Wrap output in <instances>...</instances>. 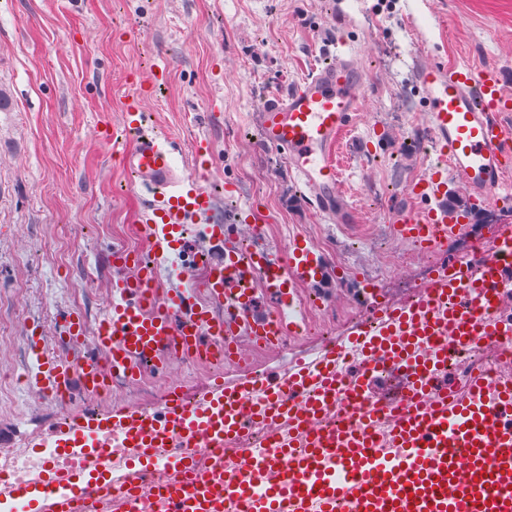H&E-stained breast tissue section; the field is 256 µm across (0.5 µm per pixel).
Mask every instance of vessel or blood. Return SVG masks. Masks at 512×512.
<instances>
[{"label":"vessel or blood","instance_id":"b4317fda","mask_svg":"<svg viewBox=\"0 0 512 512\" xmlns=\"http://www.w3.org/2000/svg\"><path fill=\"white\" fill-rule=\"evenodd\" d=\"M416 85L444 161L465 176L473 199L496 205L512 198L505 177L512 126L500 118L512 111V99L502 95L495 72L433 62L417 68ZM365 86L361 64L339 52L258 110L261 142L287 156L321 212L336 211V144ZM122 160L161 197L150 227L157 256L173 245L186 220L197 219L206 221L208 239L223 240L224 262L194 287L162 298L153 289L155 268L114 281L96 338L105 362L88 358L74 365L31 345L30 381L39 391L54 396L77 378L97 393L115 380L137 381L144 364L166 355L203 358L220 350L237 362L240 336L268 348L302 334L299 322L284 321L278 312L256 314L254 292L241 284L259 278L283 306L294 301L298 285L328 275L326 259L296 238L284 253L257 245L251 262H243L238 243L211 221V196L180 177L171 149L143 135ZM393 230L401 240L435 249L447 244L455 227L441 203L400 209ZM507 288L512 234L502 233L467 261L449 264L447 275L435 277L414 302H373L374 322L357 323L348 337L363 355L349 397L336 384L343 346L332 342L316 364L299 363L280 381L228 386L218 377L198 400L174 385L159 408L71 413L35 442L104 476L112 470L110 436L120 434L135 456L167 473L150 497L130 481L117 493L108 483L92 487L53 458L35 479L0 482V497L34 502L37 512H512V426H494L492 418L493 410L512 411V385L501 384L492 410L485 375L474 376L460 399L429 377L448 358L435 337L486 345L512 340L496 319ZM379 357L394 376L386 397L370 390L371 365ZM245 412L263 431L265 448L250 447L240 423ZM228 447L235 450L231 465L224 462Z\"/></svg>","mask_w":512,"mask_h":512}]
</instances>
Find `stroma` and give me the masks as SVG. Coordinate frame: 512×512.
Wrapping results in <instances>:
<instances>
[{
    "instance_id": "stroma-1",
    "label": "stroma",
    "mask_w": 512,
    "mask_h": 512,
    "mask_svg": "<svg viewBox=\"0 0 512 512\" xmlns=\"http://www.w3.org/2000/svg\"><path fill=\"white\" fill-rule=\"evenodd\" d=\"M337 50L361 63L366 88L341 139L340 207L329 217L308 204L287 158L261 144L252 114ZM416 59L495 70L512 95V0H0V317L10 322L0 334V441L18 448L66 411L142 401L137 383L92 396L76 381L63 407L24 382L31 341L73 363L96 357L88 341L110 285L132 273L110 262L116 231L136 229L129 249L153 259L152 198L120 161L131 110L174 148L239 242L283 252L301 237L342 261L334 276L301 285L325 307L287 352H252L246 369L177 361L168 376L147 371L156 400L174 380L201 394L218 375L279 379L288 359L311 361L325 337L346 339L366 309L361 278L375 276L386 301L405 303L436 265L466 258L471 238L490 243L512 225V206L476 203L447 171L458 222L447 246L423 254L393 235L392 208L424 206L411 188L438 161ZM71 316L85 345L61 340Z\"/></svg>"
}]
</instances>
